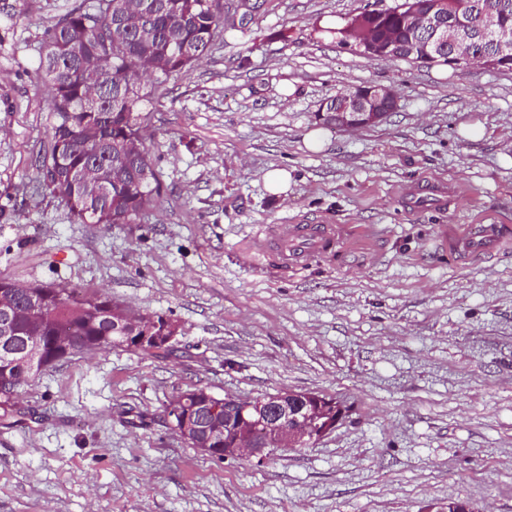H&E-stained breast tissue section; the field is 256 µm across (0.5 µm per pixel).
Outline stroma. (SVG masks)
Listing matches in <instances>:
<instances>
[{
  "instance_id": "obj_1",
  "label": "stroma",
  "mask_w": 512,
  "mask_h": 512,
  "mask_svg": "<svg viewBox=\"0 0 512 512\" xmlns=\"http://www.w3.org/2000/svg\"><path fill=\"white\" fill-rule=\"evenodd\" d=\"M71 3L0 0V276L99 289L180 332L169 359L118 348L39 376L0 418V512H512V247L460 260L441 244L512 225V70L337 45L331 26L394 0H224L208 56L155 93L161 203L138 224H79L38 188L43 40ZM369 83L398 94L384 121L316 120ZM315 131L325 150L306 147ZM274 168L286 194L265 188ZM422 181L447 209H404ZM305 223L341 225L336 251L293 269L262 251L265 231ZM196 386L312 391L346 413L313 446L218 459L162 413Z\"/></svg>"
}]
</instances>
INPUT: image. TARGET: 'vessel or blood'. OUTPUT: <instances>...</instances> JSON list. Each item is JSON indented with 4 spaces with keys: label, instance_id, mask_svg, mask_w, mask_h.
I'll return each instance as SVG.
<instances>
[{
    "label": "vessel or blood",
    "instance_id": "1",
    "mask_svg": "<svg viewBox=\"0 0 512 512\" xmlns=\"http://www.w3.org/2000/svg\"><path fill=\"white\" fill-rule=\"evenodd\" d=\"M427 202L438 207L445 204L435 184L420 186L406 200L407 206L413 209ZM504 239V225L464 224L457 232L452 248L459 256L480 258L499 250ZM338 241V232L331 224H283L274 236L281 262L291 266L301 265L312 256L333 252Z\"/></svg>",
    "mask_w": 512,
    "mask_h": 512
}]
</instances>
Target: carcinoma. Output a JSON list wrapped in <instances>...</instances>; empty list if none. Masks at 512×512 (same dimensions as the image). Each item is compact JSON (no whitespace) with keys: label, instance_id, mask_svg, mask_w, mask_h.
Masks as SVG:
<instances>
[{"label":"carcinoma","instance_id":"1","mask_svg":"<svg viewBox=\"0 0 512 512\" xmlns=\"http://www.w3.org/2000/svg\"><path fill=\"white\" fill-rule=\"evenodd\" d=\"M455 13L478 19L487 7L512 25V0H452ZM96 3L75 0L48 33L50 49L42 66L51 85L55 123L42 161L40 187L61 199L82 224H135L157 207L164 195L146 145L154 89L172 75L199 62L220 35L223 16L206 0H124L100 20L92 19ZM99 49L95 78L87 80L83 64L90 48ZM105 168V191H88L90 164ZM35 298H21L7 319L12 336L11 360L0 367L14 385L0 389V415L16 411L26 387L49 365L25 350L22 336L32 313L47 317L45 336L65 328L74 337L73 354L126 347L123 330L101 314L108 295L77 288L53 293L34 284Z\"/></svg>","mask_w":512,"mask_h":512}]
</instances>
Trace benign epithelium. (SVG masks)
I'll use <instances>...</instances> for the list:
<instances>
[{"label": "benign epithelium", "instance_id": "7a95c632", "mask_svg": "<svg viewBox=\"0 0 512 512\" xmlns=\"http://www.w3.org/2000/svg\"><path fill=\"white\" fill-rule=\"evenodd\" d=\"M396 13L405 17L411 29L420 37L428 38L427 45L417 40H406L399 32L388 28L378 32L375 26L365 24L360 15L347 18L346 29L353 42L344 48L372 60L394 57L414 63L431 65L438 53L448 52V63L465 67L477 61L493 67L512 66V27L504 25L493 10L485 12L471 27L459 25L448 12V0H400ZM398 107L394 89L383 85L359 86L346 100L333 106L326 100L319 111H336L340 127L354 129L377 124ZM16 291L0 294V312L9 313L16 299L28 284L13 282ZM110 320L127 328V344L136 350L167 347L174 344L180 326L172 321L162 333L154 328L149 313L132 312L124 305H113L108 310ZM73 337L66 331L54 339V357L62 360L72 352ZM237 408V416L229 422L236 435L230 446L223 447L224 428L218 424L205 426L199 416L186 411L180 432L186 440L205 432L211 448L207 452L224 458L254 457L259 460L271 452L268 444L279 448H298L317 443L336 429L344 410L328 403L316 392L294 391L270 394L263 399L224 398Z\"/></svg>", "mask_w": 512, "mask_h": 512}]
</instances>
